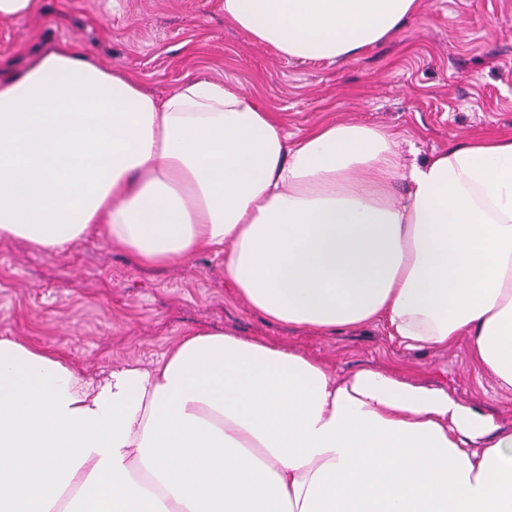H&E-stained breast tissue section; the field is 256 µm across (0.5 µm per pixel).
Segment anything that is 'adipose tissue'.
Instances as JSON below:
<instances>
[{
  "label": "adipose tissue",
  "mask_w": 512,
  "mask_h": 512,
  "mask_svg": "<svg viewBox=\"0 0 512 512\" xmlns=\"http://www.w3.org/2000/svg\"><path fill=\"white\" fill-rule=\"evenodd\" d=\"M422 13L224 0L280 55L330 61ZM399 148L361 123L292 137L236 82L159 98L54 44L0 79V240L61 255L96 236L144 269L220 250L268 319L462 340L512 392V137L409 164ZM0 512H512V430L444 389L222 330L97 383L0 338Z\"/></svg>",
  "instance_id": "1"
}]
</instances>
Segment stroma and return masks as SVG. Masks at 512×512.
<instances>
[{"instance_id":"35a3bbf8","label":"stroma","mask_w":512,"mask_h":512,"mask_svg":"<svg viewBox=\"0 0 512 512\" xmlns=\"http://www.w3.org/2000/svg\"><path fill=\"white\" fill-rule=\"evenodd\" d=\"M423 3L395 37L331 63L256 42L225 20L224 0H44L43 13L0 22V74L45 46L76 41L158 96L192 75L231 79L299 135L323 121L386 128L412 142L408 163L471 136L512 134V0ZM217 329L288 346L339 376L401 371L512 429V392L476 368L465 345L408 349L382 323L318 335L274 322L238 298L223 256L145 270L99 238L63 255L0 241V338L54 351L87 379L150 365L188 333Z\"/></svg>"}]
</instances>
